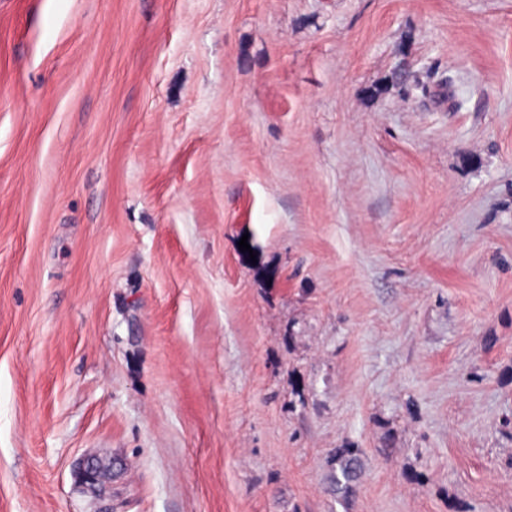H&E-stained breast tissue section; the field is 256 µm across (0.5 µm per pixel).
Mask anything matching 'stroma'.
I'll list each match as a JSON object with an SVG mask.
<instances>
[{
	"mask_svg": "<svg viewBox=\"0 0 512 512\" xmlns=\"http://www.w3.org/2000/svg\"><path fill=\"white\" fill-rule=\"evenodd\" d=\"M0 512H512V0H0ZM353 451V448H342L336 451V465L339 466L341 476L344 480V483H342L336 475L335 481L337 487L340 486L341 488L344 487V489H348L351 482H353L356 477V458L354 457ZM100 462L101 457L96 454H87L82 458L76 472V478L82 486L91 488L102 482Z\"/></svg>",
	"mask_w": 512,
	"mask_h": 512,
	"instance_id": "35a3bbf8",
	"label": "stroma"
}]
</instances>
